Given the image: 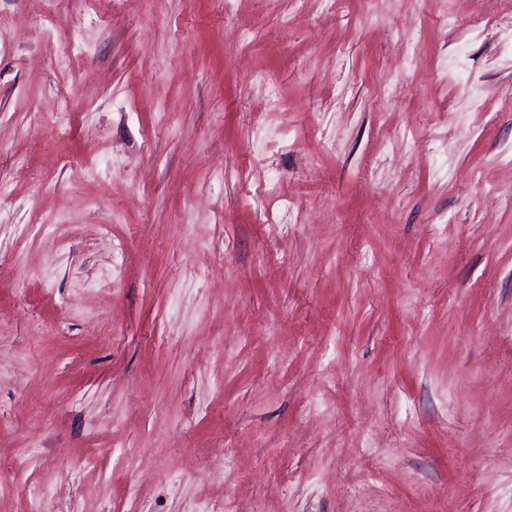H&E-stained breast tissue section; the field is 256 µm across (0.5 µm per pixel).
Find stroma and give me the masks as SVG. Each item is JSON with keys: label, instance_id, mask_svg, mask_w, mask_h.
Wrapping results in <instances>:
<instances>
[{"label": "stroma", "instance_id": "stroma-1", "mask_svg": "<svg viewBox=\"0 0 512 512\" xmlns=\"http://www.w3.org/2000/svg\"><path fill=\"white\" fill-rule=\"evenodd\" d=\"M510 12L0 0V512H512Z\"/></svg>", "mask_w": 512, "mask_h": 512}]
</instances>
